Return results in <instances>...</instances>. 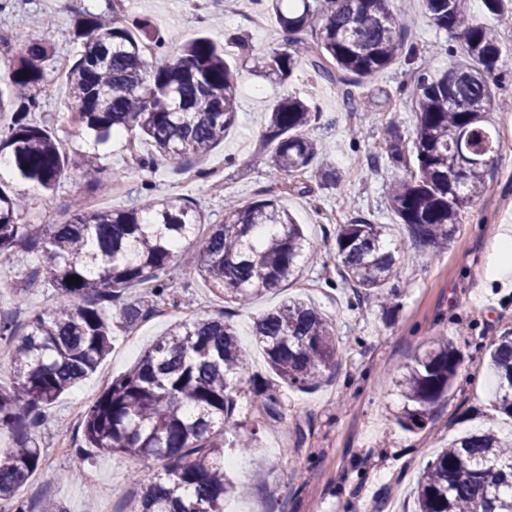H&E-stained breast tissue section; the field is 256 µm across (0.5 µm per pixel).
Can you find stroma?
Returning <instances> with one entry per match:
<instances>
[{"instance_id":"obj_1","label":"stroma","mask_w":512,"mask_h":512,"mask_svg":"<svg viewBox=\"0 0 512 512\" xmlns=\"http://www.w3.org/2000/svg\"><path fill=\"white\" fill-rule=\"evenodd\" d=\"M12 2L11 8L0 12V76L10 72L21 41L37 39L49 46L40 107L32 119L54 131L64 148H71L69 103L64 87L57 84L54 60L77 57L76 20L87 11L111 12L112 0H72L64 6L58 0ZM125 6L129 18L149 19L174 44L201 32L220 44L239 34L246 37L251 51L238 58L241 108L237 124L223 142L193 163L194 168L207 170V177L191 176L163 159L153 168L128 171L127 145L116 140L106 149L103 162L109 169L126 170L125 183L97 198V205L129 207L147 182L156 197L185 198L218 224L224 218L225 197L247 204L274 194L301 224L321 260L305 267L283 288L240 307L214 294L197 273L185 267V252H177L171 271L181 288L183 305L159 306L155 314L120 336L96 372L52 406V414L64 420L68 431L38 432L45 461L25 488V497L35 502L53 499L64 512H97L103 502L111 512H136L143 489L131 474L154 469V462L71 448V441L82 436V419L74 415V405H89L188 314L221 315L235 324L250 372L265 373L264 354L252 341L253 321L282 300L299 296L334 319L343 347L342 363L316 386L283 389V417L272 425L263 424L261 412L248 396L239 397L235 420L249 427L261 425L260 450L237 457L230 474L241 480L260 470L265 481L260 491L227 500L224 512H365L369 505L375 512H414L416 482L438 448L464 432L487 426L512 432V420L492 406V383L483 365L489 342L512 329V279L503 281L495 274L496 236L503 226L512 227V112L489 109L490 122L503 134L495 171L486 190L465 209L448 249L435 254L413 246L407 227L388 207L387 193L401 177V169L369 161L371 154L385 149L390 129L411 138L414 114L409 100L395 98L383 111L351 115L342 111L335 88L311 70L299 69L285 84L262 76L255 68V53L285 42L270 15L263 26L256 27L226 13L221 0H126ZM394 6L407 26L408 40L416 43L434 69H447L448 36L428 18L423 0H395ZM287 95L308 100L322 113V121L310 126L308 135L327 147V163L347 173L340 187L317 186L311 194L302 195L284 190L280 176L257 165V156L266 148L269 113ZM83 190L80 167L69 163L50 207L32 215V223L62 221ZM355 216L388 225L391 242L404 255L397 308L391 317H383L374 299L357 298L352 288L326 286L338 278L336 229ZM436 336L451 339L463 362L453 389L435 407L432 424L406 432L396 422L402 399L395 380Z\"/></svg>"}]
</instances>
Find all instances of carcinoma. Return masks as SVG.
<instances>
[{"mask_svg": "<svg viewBox=\"0 0 512 512\" xmlns=\"http://www.w3.org/2000/svg\"><path fill=\"white\" fill-rule=\"evenodd\" d=\"M426 0L431 21L448 34L453 63L435 73L422 63L415 43L401 36L393 0H248L250 8L275 18L285 45L260 55L259 70L281 84L303 65L336 86L345 112L377 111L384 101L359 91L394 64L407 68L394 96L411 99L415 125L411 149L395 127L385 155L405 174L390 187L387 202L406 225L414 245L433 253L448 249L462 212L483 192L494 173L498 129L486 121L487 107L500 101L495 75L501 45L493 20L512 17V0ZM83 39L66 83L78 109L72 135L105 145L114 137L149 146L142 167L158 157L173 162L199 158L224 141L238 116V72L225 48L207 36L181 44L160 65L146 60L145 46L166 41L148 19L131 20L113 0L112 15L84 13ZM43 42H25L0 88V111L17 107L0 125V153L29 194V211L47 206L68 165L55 133L30 122L40 106ZM318 113L288 95L273 106L263 163L312 191L310 181L336 187L346 178L335 167L315 164L325 153L308 136ZM468 164L453 172L448 157ZM86 194L58 224H31L10 192L0 188V269L14 263L15 247L39 253L29 283L56 288L66 300L25 323L0 317V343L10 347L13 381L0 387V504L11 512H34L23 490L44 461L36 433L52 425L47 409L93 373L116 336L154 313L179 307L169 270L176 251L189 241L191 267L215 293L246 306L277 288L315 259L293 217L274 197L249 204L229 200L223 223L197 233L205 216L183 198L157 199L150 187L121 210L94 204L97 195L123 185L125 172L109 171L96 151L77 154ZM388 225L353 218L338 226L336 256L341 283L387 306L402 256L391 248ZM75 276L79 281L68 283ZM132 288L139 293L128 301ZM122 301L119 318L109 314ZM257 344L275 381L248 378L252 401L270 420L282 418L279 385L304 389L336 369L342 353L333 321L294 297L255 323ZM463 358L446 336L406 366L396 381L404 403L402 429L426 428L433 409L452 389ZM248 358L234 325L218 317L176 323L141 359L84 411L80 448L104 454L151 458L158 468L138 471L144 488L139 512H224L229 496L259 490L261 478L235 481L224 471V448L251 453L259 443L252 428L229 439L227 427L241 392ZM488 366L497 377L493 406L512 418V332L493 340ZM418 512H512V438L493 431L470 435L428 461L416 487Z\"/></svg>", "mask_w": 512, "mask_h": 512, "instance_id": "cac0c4a2", "label": "carcinoma"}]
</instances>
